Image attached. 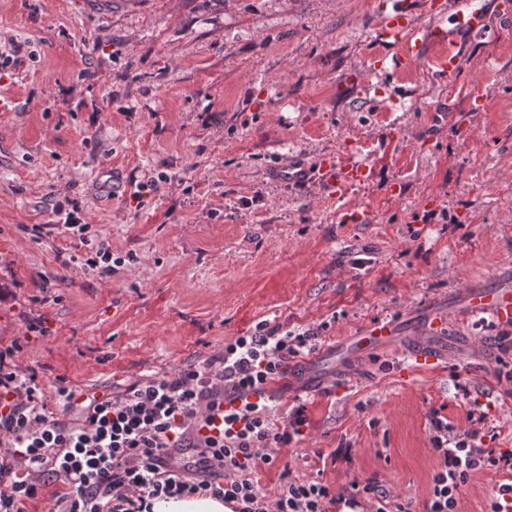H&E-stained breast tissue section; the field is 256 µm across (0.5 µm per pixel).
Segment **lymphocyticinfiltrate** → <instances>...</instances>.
Listing matches in <instances>:
<instances>
[{"label": "lymphocytic infiltrate", "instance_id": "lymphocytic-infiltrate-1", "mask_svg": "<svg viewBox=\"0 0 512 512\" xmlns=\"http://www.w3.org/2000/svg\"><path fill=\"white\" fill-rule=\"evenodd\" d=\"M22 344L0 348V512H26L58 484L50 512H150L156 498L210 496L231 512H411L378 481L339 491L284 477L275 493L257 470L303 439L304 406L276 421L269 384L291 360L309 355L311 336L259 323L202 362L105 393L59 384L47 398L35 370L20 364ZM438 465L425 512H458L460 490L483 469L512 471V451L478 443L479 430L453 436L434 420Z\"/></svg>", "mask_w": 512, "mask_h": 512}]
</instances>
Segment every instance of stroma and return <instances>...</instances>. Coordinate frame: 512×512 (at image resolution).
Listing matches in <instances>:
<instances>
[{
  "instance_id": "stroma-1",
  "label": "stroma",
  "mask_w": 512,
  "mask_h": 512,
  "mask_svg": "<svg viewBox=\"0 0 512 512\" xmlns=\"http://www.w3.org/2000/svg\"><path fill=\"white\" fill-rule=\"evenodd\" d=\"M379 3L139 0L105 15L0 0V50L15 51L0 72V345L26 340L45 388L102 392L199 363L261 321L320 348L392 321L397 342L327 386L271 383L309 428L260 477L270 492L286 470L335 490L373 478L424 512L432 418L460 433L477 409L483 447L512 450V392L496 376L512 336L462 304L512 272V28L500 0H474L486 28L448 21L450 79L429 55L374 71L404 50L373 40ZM326 154L372 166L373 181L329 198L275 171ZM350 206L368 221L340 223ZM75 207L81 238L56 228ZM99 245L122 260L107 275L76 263ZM431 308L450 315L437 368L409 356ZM511 477L476 475L460 512H490Z\"/></svg>"
}]
</instances>
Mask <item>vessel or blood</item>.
Here are the masks:
<instances>
[{"instance_id":"b4317fda","label":"vessel or blood","mask_w":512,"mask_h":512,"mask_svg":"<svg viewBox=\"0 0 512 512\" xmlns=\"http://www.w3.org/2000/svg\"><path fill=\"white\" fill-rule=\"evenodd\" d=\"M424 9L434 19L433 27L427 28L416 20L417 9ZM447 15V0H386L380 7L373 25L372 35L382 44L400 42L405 46L403 55L392 58L381 56L374 63V69L389 66L405 67L419 60L427 42L446 41L448 31L441 22ZM374 178L372 167L345 156L339 159L323 157L314 173L313 181L319 189L331 197L344 195L355 186L370 183ZM470 312L489 315L503 331H512V285L504 284L493 288L472 287L464 294ZM396 336L391 323L377 321L358 336L352 337L344 346L323 348L302 361L291 363L283 379L294 383L307 373L321 369L328 362L343 364L345 359L357 354H366L380 346L395 343ZM412 356L418 363H438L440 353L428 336L415 337Z\"/></svg>"}]
</instances>
